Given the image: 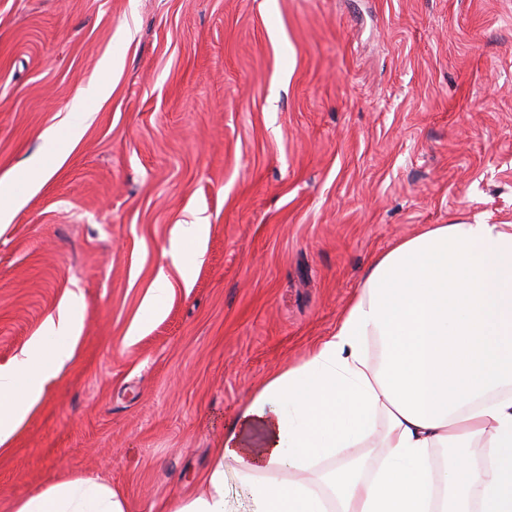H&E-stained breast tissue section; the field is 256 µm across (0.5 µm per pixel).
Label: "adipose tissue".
Listing matches in <instances>:
<instances>
[{
  "mask_svg": "<svg viewBox=\"0 0 512 512\" xmlns=\"http://www.w3.org/2000/svg\"><path fill=\"white\" fill-rule=\"evenodd\" d=\"M79 310L64 298L0 369V447L72 359ZM373 438L370 468L359 450ZM339 455L343 466L320 470ZM15 512L128 509L77 477ZM173 512H512V224H438L377 258L335 333L225 419L203 485Z\"/></svg>",
  "mask_w": 512,
  "mask_h": 512,
  "instance_id": "ef3b65f1",
  "label": "adipose tissue"
}]
</instances>
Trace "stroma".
<instances>
[{
	"label": "stroma",
	"instance_id": "stroma-1",
	"mask_svg": "<svg viewBox=\"0 0 512 512\" xmlns=\"http://www.w3.org/2000/svg\"><path fill=\"white\" fill-rule=\"evenodd\" d=\"M58 148L0 230V368L67 295L83 331L0 451V512L72 477L171 512L376 256L512 222V0H0V179ZM197 223L185 278L172 233ZM103 73H104V76H103L102 80L97 84L96 88H94L92 90H82L81 92L78 93V95L76 96V101H75V105H74L75 112H81V107L83 106L84 99L88 96H92L97 99H104L110 95V93L112 91L111 79H110V75L112 74L111 60L107 59L103 63Z\"/></svg>",
	"mask_w": 512,
	"mask_h": 512
}]
</instances>
